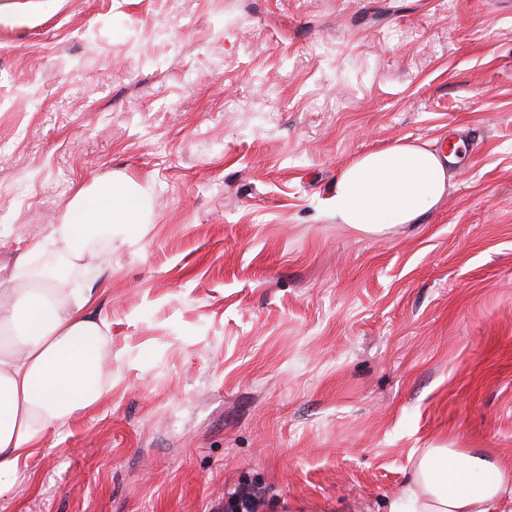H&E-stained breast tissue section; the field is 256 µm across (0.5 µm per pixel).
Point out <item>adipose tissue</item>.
<instances>
[{
  "label": "adipose tissue",
  "mask_w": 512,
  "mask_h": 512,
  "mask_svg": "<svg viewBox=\"0 0 512 512\" xmlns=\"http://www.w3.org/2000/svg\"><path fill=\"white\" fill-rule=\"evenodd\" d=\"M448 159L426 143L395 142L345 164L324 200L337 223L365 234L415 224L448 193ZM143 202L137 191L112 182L77 192L48 241L31 245L8 281L0 282V335L20 340L0 345V491L23 478L21 464L48 430L77 411L94 407L112 381L108 326L93 308L94 284L66 277L37 287L30 256L47 243L62 245L70 266H90L97 242L113 228H134ZM512 499V476L478 456L432 462L421 457L391 512H496Z\"/></svg>",
  "instance_id": "adipose-tissue-1"
}]
</instances>
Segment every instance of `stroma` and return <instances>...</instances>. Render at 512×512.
Listing matches in <instances>:
<instances>
[{"label": "stroma", "mask_w": 512, "mask_h": 512, "mask_svg": "<svg viewBox=\"0 0 512 512\" xmlns=\"http://www.w3.org/2000/svg\"><path fill=\"white\" fill-rule=\"evenodd\" d=\"M460 147L367 235L339 169ZM145 203L97 265L112 385L0 512H388L431 448L512 468V0H0V279L75 192ZM264 498L265 490L245 484L230 493L228 507L230 512H257Z\"/></svg>", "instance_id": "35a3bbf8"}]
</instances>
